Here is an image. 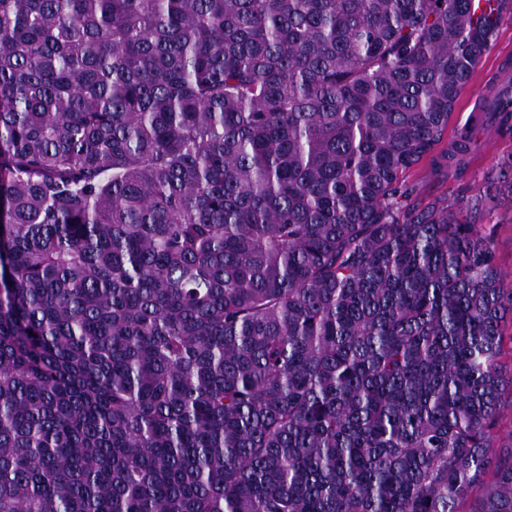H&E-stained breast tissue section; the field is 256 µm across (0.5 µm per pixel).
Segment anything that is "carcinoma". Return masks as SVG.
Here are the masks:
<instances>
[{
    "mask_svg": "<svg viewBox=\"0 0 512 512\" xmlns=\"http://www.w3.org/2000/svg\"><path fill=\"white\" fill-rule=\"evenodd\" d=\"M511 4L0 0V512H512ZM512 11H504L499 24L496 45L476 68L474 76L461 93L448 124V136L455 128L467 125L480 100L486 96L489 81L498 75L501 66L508 59L512 67ZM492 135L481 136L485 140V145L478 151L465 175L460 178L450 177L444 181L429 177L428 161L412 171L406 181L409 186H414L415 201L425 205L435 197H448V202L453 204L454 208L464 204L484 183L486 175L492 169L498 168L512 153V137L506 134ZM476 224L494 226L496 260L506 277L512 279V202L503 196L490 214Z\"/></svg>",
    "mask_w": 512,
    "mask_h": 512,
    "instance_id": "obj_1",
    "label": "carcinoma"
}]
</instances>
